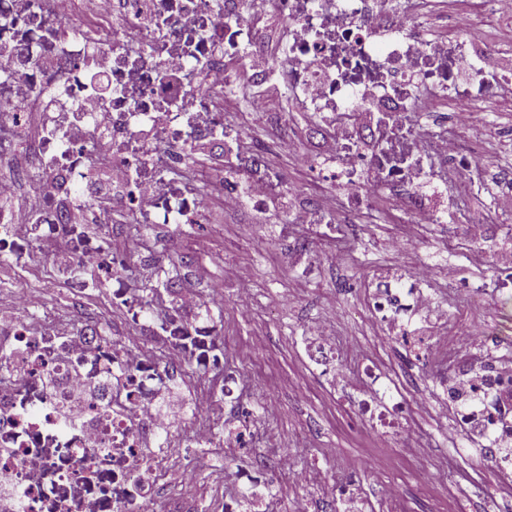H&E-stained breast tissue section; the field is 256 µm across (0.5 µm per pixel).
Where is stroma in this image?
I'll return each instance as SVG.
<instances>
[{"label":"stroma","instance_id":"stroma-1","mask_svg":"<svg viewBox=\"0 0 512 512\" xmlns=\"http://www.w3.org/2000/svg\"><path fill=\"white\" fill-rule=\"evenodd\" d=\"M482 123L470 136L481 163L478 178L497 184L512 173V94L475 104ZM393 201H379L377 211L338 212V224L353 233L342 263L332 261L338 245L332 235L317 241L318 260L287 251L280 224H257L253 209L225 213L214 205L206 223L156 235H176L191 259L189 274L200 289L223 288L219 309L224 352L249 380L237 420L263 412L273 432L290 449L287 464L275 474L273 512H286L293 499L306 497L312 512H340L334 491L345 485L358 512H388L397 501L401 512H512V480L487 458L483 442L463 435L448 438L451 419L439 378L462 373L474 362H512V307L500 306V293L489 288L496 263L512 238L489 231L484 246L490 261L480 270L466 261L458 266L469 281L467 292L438 293L439 303L418 324V337L399 336L366 313L374 278H394L421 260L439 261L455 251L443 224L417 226L393 221ZM223 252L234 267L246 271L245 285L226 280L209 254ZM307 280H300L302 268ZM303 288H296V281ZM42 292L47 308L63 319L81 309L104 315L112 335L125 334L120 314L107 305L109 283L76 298L47 268L35 272L0 268V283ZM253 299L252 311L238 307L240 292ZM328 318L348 346L373 358L413 409L405 424L384 434L357 423L360 391L345 378L332 377L313 365L306 351L312 322ZM198 492L186 500L173 489L160 490L157 512H210L217 498L208 472L197 475Z\"/></svg>","mask_w":512,"mask_h":512}]
</instances>
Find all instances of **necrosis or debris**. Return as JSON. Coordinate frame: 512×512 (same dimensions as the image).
<instances>
[{
	"instance_id": "4bbe7bcc",
	"label": "necrosis or debris",
	"mask_w": 512,
	"mask_h": 512,
	"mask_svg": "<svg viewBox=\"0 0 512 512\" xmlns=\"http://www.w3.org/2000/svg\"><path fill=\"white\" fill-rule=\"evenodd\" d=\"M76 2L0 0V161L26 158L10 182L0 181V197L23 185L35 199L22 214L0 209V264L26 268L43 245L64 249L73 262L62 280L81 291L109 280L127 333L110 336L96 315L57 320L36 293L0 289V307L15 313L0 324V512H11L14 499L18 512H150L173 469L192 488L191 448L209 449L204 462L213 478L232 475L242 490L217 501L214 512H270L272 473L288 452L267 431L272 455L231 474L219 465L224 445H241L224 415L240 404L247 383L225 366L218 317L191 318L175 307L173 296L195 299L194 286L173 280L175 242L151 227L205 223L217 193L231 212L244 197L262 213L288 199L305 225L290 246L310 261L311 225L388 193L410 223L465 225L459 250L469 262H486L480 244L487 227L511 223L512 212L492 206L473 216L467 181L477 161L463 134L477 117L450 125L432 112L441 101L488 102L512 88V73L494 64L512 36L433 37L434 0H87L91 11L81 20ZM271 14L282 24L280 48L267 68L251 73L249 115L262 121L263 88L285 83L314 137L334 146L325 156L298 154V162L328 174L341 192L287 190L244 123L224 110L237 93L233 63L268 53L264 20ZM368 106L377 117L364 125ZM201 148L233 154L220 184L191 171ZM429 187L442 191L447 210L427 205ZM91 224L104 233L90 235ZM119 224L135 225L140 263L158 271L151 287L131 274L128 253L111 247L108 230ZM436 278L459 286L458 271L426 261L375 280L370 315L404 333L429 308ZM307 354L329 374L345 372L354 386L378 378L333 325L316 327ZM49 372L56 387L44 383ZM79 381L98 390L75 402ZM188 385L194 400L187 412L167 418L155 411L161 394ZM445 393L456 433L482 426L489 455L511 471L512 452L500 445L512 442V369L463 374ZM358 414L386 429L405 419L406 406L366 395Z\"/></svg>"
}]
</instances>
